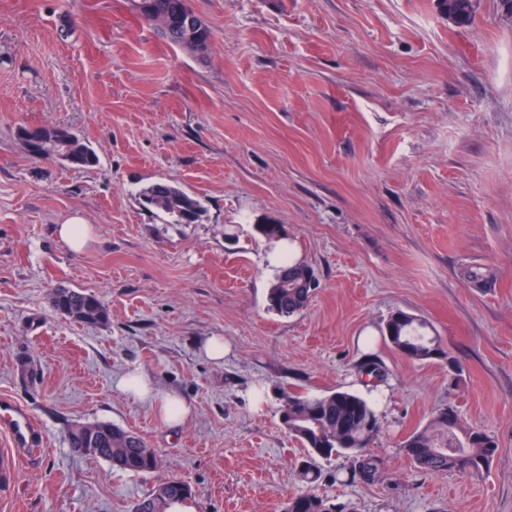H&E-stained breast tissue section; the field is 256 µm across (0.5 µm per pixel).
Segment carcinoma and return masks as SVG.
Returning a JSON list of instances; mask_svg holds the SVG:
<instances>
[{"label": "carcinoma", "instance_id": "cac0c4a2", "mask_svg": "<svg viewBox=\"0 0 512 512\" xmlns=\"http://www.w3.org/2000/svg\"><path fill=\"white\" fill-rule=\"evenodd\" d=\"M142 19L156 26L162 37L175 46L196 53L207 52L211 33L208 27L188 7L187 0H131ZM476 0H437L441 13L457 26L471 23ZM33 133L38 137L34 156L59 158L72 166L90 168L98 164L96 152L65 126L44 125L35 129L21 127L19 138ZM144 207L163 212L174 224H193L201 216L200 204L182 189L165 182H156L140 193ZM466 277L473 287L484 290L492 286L494 273L482 266H472ZM316 282L314 271L302 263H287L275 277L267 292V308L283 316H293L307 308ZM55 309L63 316L86 324H101L108 320V310L92 291L59 287L52 296ZM383 335L402 355L413 361L443 360L448 366L454 359L436 335L429 333L428 324L402 310L388 318ZM371 383L384 379L383 366L371 358L359 366ZM282 423L288 434L305 448L300 463V478L314 484L320 476L317 460L336 456L350 459L351 480L370 483L382 470L381 460L366 448L378 436L379 418L375 406L364 397L346 390H336L321 396L288 393L282 396ZM456 412L448 407L438 409L430 423L409 434L401 444L407 458L420 472L436 475L455 468L480 474L493 461L498 444L486 431L452 419ZM94 444V458L112 467L138 475H150L157 469L158 452L136 433L109 422L77 425L68 432L71 448L81 447V441ZM190 494L189 487L177 479L155 485L140 499L134 512H166L174 499ZM283 512H355L348 503L338 502L312 491L300 493L286 503Z\"/></svg>", "mask_w": 512, "mask_h": 512}]
</instances>
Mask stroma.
<instances>
[{
    "instance_id": "stroma-1",
    "label": "stroma",
    "mask_w": 512,
    "mask_h": 512,
    "mask_svg": "<svg viewBox=\"0 0 512 512\" xmlns=\"http://www.w3.org/2000/svg\"><path fill=\"white\" fill-rule=\"evenodd\" d=\"M206 53L165 41L130 0H0V394L32 410L45 451L0 492L10 512H133L159 481L197 512H281L304 454L281 420L286 391L381 397L375 482L319 494L358 512H512V19L477 0L449 23L437 0H188ZM69 127L93 169L31 156L18 127ZM168 182L199 201L193 224L147 210ZM81 218L79 253L55 235ZM282 227L318 279L282 317L256 227ZM496 272L472 288L470 266ZM61 285L94 291L106 323L62 316ZM403 310L456 360L393 349ZM229 347L221 363L205 337ZM386 370L370 385L366 357ZM141 370L193 406L167 426L116 386ZM452 408L493 435L480 475L417 471L400 444ZM142 435L148 476L76 454L79 423Z\"/></svg>"
}]
</instances>
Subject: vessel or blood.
I'll return each instance as SVG.
<instances>
[{"label":"vessel or blood","mask_w":512,"mask_h":512,"mask_svg":"<svg viewBox=\"0 0 512 512\" xmlns=\"http://www.w3.org/2000/svg\"><path fill=\"white\" fill-rule=\"evenodd\" d=\"M42 433L31 410L12 396L0 395V486L11 487L26 458L39 453Z\"/></svg>","instance_id":"b4317fda"}]
</instances>
